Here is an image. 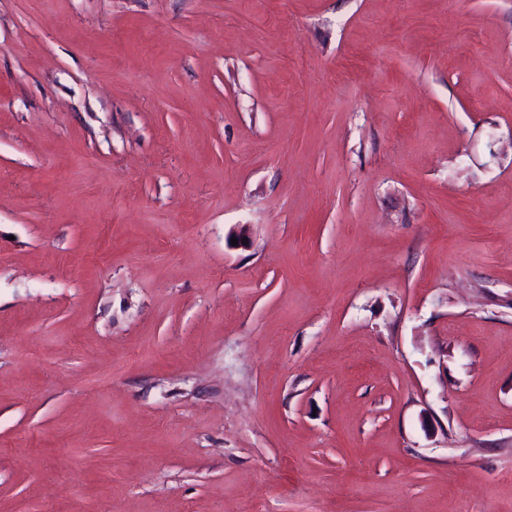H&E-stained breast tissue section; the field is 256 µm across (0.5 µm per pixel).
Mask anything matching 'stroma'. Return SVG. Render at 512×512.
<instances>
[{
    "mask_svg": "<svg viewBox=\"0 0 512 512\" xmlns=\"http://www.w3.org/2000/svg\"><path fill=\"white\" fill-rule=\"evenodd\" d=\"M0 512H512V0H0Z\"/></svg>",
    "mask_w": 512,
    "mask_h": 512,
    "instance_id": "stroma-1",
    "label": "stroma"
}]
</instances>
